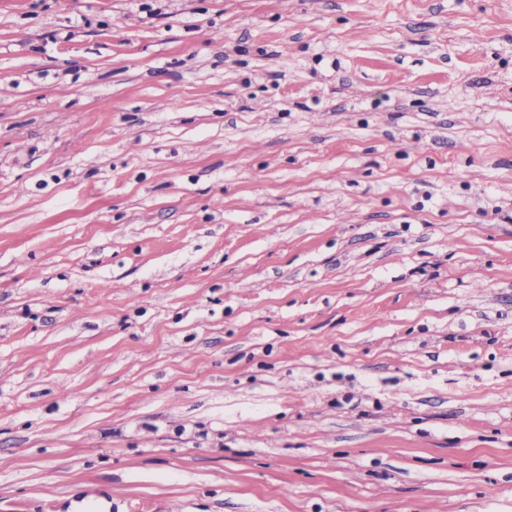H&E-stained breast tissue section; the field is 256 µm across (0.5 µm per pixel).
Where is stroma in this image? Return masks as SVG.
Here are the masks:
<instances>
[{
    "mask_svg": "<svg viewBox=\"0 0 512 512\" xmlns=\"http://www.w3.org/2000/svg\"><path fill=\"white\" fill-rule=\"evenodd\" d=\"M0 512H512V0H0Z\"/></svg>",
    "mask_w": 512,
    "mask_h": 512,
    "instance_id": "obj_1",
    "label": "stroma"
}]
</instances>
